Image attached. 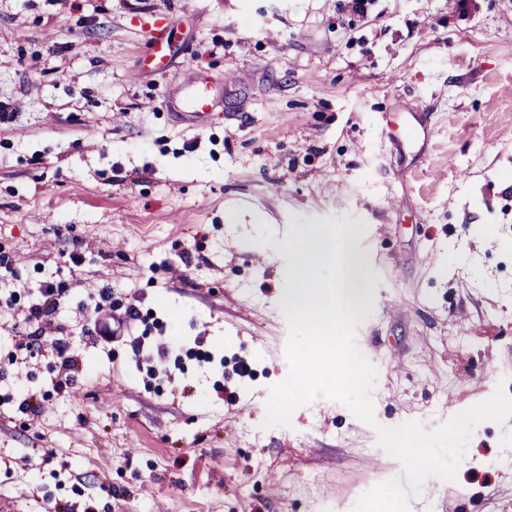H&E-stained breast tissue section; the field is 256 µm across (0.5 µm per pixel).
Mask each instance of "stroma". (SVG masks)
Segmentation results:
<instances>
[{
	"instance_id": "stroma-1",
	"label": "stroma",
	"mask_w": 512,
	"mask_h": 512,
	"mask_svg": "<svg viewBox=\"0 0 512 512\" xmlns=\"http://www.w3.org/2000/svg\"><path fill=\"white\" fill-rule=\"evenodd\" d=\"M508 86L512 0H0V512H352L402 471L376 425L512 395ZM328 218L370 246L376 423L321 398L266 429L284 244ZM410 512H512V418Z\"/></svg>"
}]
</instances>
